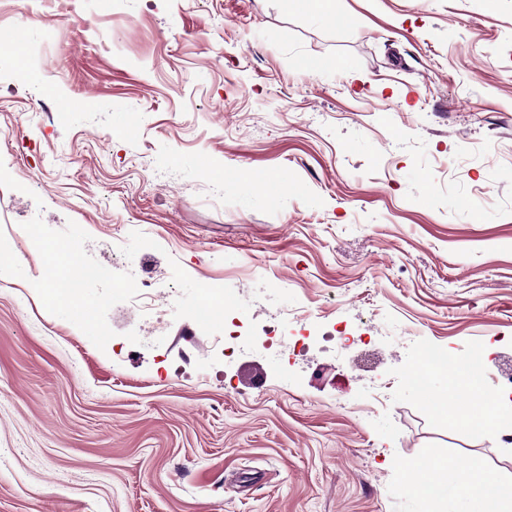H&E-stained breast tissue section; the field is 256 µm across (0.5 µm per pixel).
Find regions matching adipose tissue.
I'll use <instances>...</instances> for the list:
<instances>
[{
  "label": "adipose tissue",
  "instance_id": "1",
  "mask_svg": "<svg viewBox=\"0 0 512 512\" xmlns=\"http://www.w3.org/2000/svg\"><path fill=\"white\" fill-rule=\"evenodd\" d=\"M486 357V351H477L444 372L424 356L411 374L438 393L439 409L450 420L486 430L512 428V394L499 393L489 401L475 396L482 385ZM470 471V477H463L447 459L430 456L411 461L404 481L422 503V512H512V484L487 483L484 464L478 459L471 462Z\"/></svg>",
  "mask_w": 512,
  "mask_h": 512
}]
</instances>
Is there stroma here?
<instances>
[{"instance_id": "1", "label": "stroma", "mask_w": 512, "mask_h": 512, "mask_svg": "<svg viewBox=\"0 0 512 512\" xmlns=\"http://www.w3.org/2000/svg\"><path fill=\"white\" fill-rule=\"evenodd\" d=\"M0 187V238L40 230L0 275V512H420L432 450L512 480L406 384L512 353V0H0ZM286 307L383 360L206 355Z\"/></svg>"}]
</instances>
